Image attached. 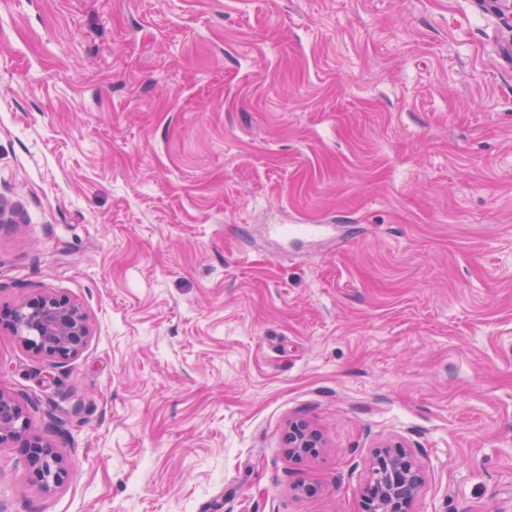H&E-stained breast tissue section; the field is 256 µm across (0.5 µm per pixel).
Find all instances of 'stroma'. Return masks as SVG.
I'll return each instance as SVG.
<instances>
[{"mask_svg":"<svg viewBox=\"0 0 512 512\" xmlns=\"http://www.w3.org/2000/svg\"><path fill=\"white\" fill-rule=\"evenodd\" d=\"M0 202V310L93 322L0 320L70 470L0 447V512H359L390 439L414 512H512V0H0ZM7 318L20 342L53 367L79 355L92 332L82 306L63 295L30 296L11 309ZM284 443L288 453L294 456L309 454L321 448V437L317 431L304 424L288 426L284 434Z\"/></svg>","mask_w":512,"mask_h":512,"instance_id":"stroma-1","label":"stroma"}]
</instances>
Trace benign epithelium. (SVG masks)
<instances>
[{
    "mask_svg": "<svg viewBox=\"0 0 512 512\" xmlns=\"http://www.w3.org/2000/svg\"><path fill=\"white\" fill-rule=\"evenodd\" d=\"M7 318L20 342L54 367L79 355L92 332L82 306L63 295L30 296L11 309ZM15 443L27 450L31 477L43 489L57 488L69 478L54 448L30 432L19 398L0 388V446ZM284 443L294 456L309 454L321 447V437L296 423L288 426ZM422 483V471L411 451L400 442L388 443L375 453L371 478L361 492V512H413Z\"/></svg>",
    "mask_w": 512,
    "mask_h": 512,
    "instance_id": "benign-epithelium-1",
    "label": "benign epithelium"
}]
</instances>
